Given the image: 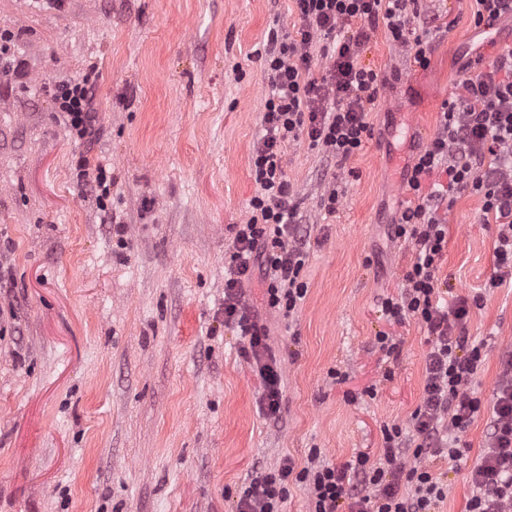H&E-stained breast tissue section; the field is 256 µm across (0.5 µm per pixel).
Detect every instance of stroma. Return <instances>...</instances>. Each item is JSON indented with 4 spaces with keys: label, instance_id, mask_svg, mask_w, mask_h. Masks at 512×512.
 I'll return each instance as SVG.
<instances>
[{
    "label": "stroma",
    "instance_id": "obj_1",
    "mask_svg": "<svg viewBox=\"0 0 512 512\" xmlns=\"http://www.w3.org/2000/svg\"><path fill=\"white\" fill-rule=\"evenodd\" d=\"M418 8L456 24L425 70L385 27L372 33L361 62L387 84L367 114L373 137L345 168L304 143L285 150L321 244L293 325L269 312L262 278L250 288L282 361L271 422L224 325V257L257 192L263 58L270 31L297 21L289 0H0V34L26 64L21 79L0 72V512H235L254 467L286 456L301 467L313 448L341 465L408 426L426 333L382 312L412 263L388 232L407 166L464 78L461 57L512 42V19L474 28L472 0ZM92 67L102 133L87 145L51 90ZM81 153L112 174L104 203L74 178ZM334 176L345 194L329 216L319 202ZM447 224L439 275L474 293L495 271L497 227L469 193ZM382 332L400 338L399 354L380 350ZM466 334L486 345L476 392L487 402L512 350V287L487 295ZM486 432L482 414L461 436L467 456L434 462L448 486L439 512H467Z\"/></svg>",
    "mask_w": 512,
    "mask_h": 512
}]
</instances>
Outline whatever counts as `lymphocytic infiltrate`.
I'll use <instances>...</instances> for the list:
<instances>
[{"instance_id":"1","label":"lymphocytic infiltrate","mask_w":512,"mask_h":512,"mask_svg":"<svg viewBox=\"0 0 512 512\" xmlns=\"http://www.w3.org/2000/svg\"><path fill=\"white\" fill-rule=\"evenodd\" d=\"M297 25L271 34L265 51L268 91L261 134L253 148L252 175L258 186L246 223L235 235L224 274V324L243 339L260 380L263 414L278 419L282 374L248 290L262 273L269 308L289 319L307 294L301 272L311 238L301 232L300 207L283 167L287 146L307 143L346 162L372 138L367 108L386 80L359 61L370 34L385 26L395 45L420 69L430 65L434 35L449 28L435 15L416 26L418 0H292ZM319 69H312V61ZM459 93L441 106L439 129L413 158L403 202L391 231L414 255L398 296L381 307L388 320L421 324L426 332L425 381L411 414V432L383 431L377 457L358 453L336 466L310 451L305 466L283 458L257 468L239 492L236 512H281L290 484L304 485L310 512H436L447 487L430 467L437 459L459 460L468 446L460 436L481 410L490 419L477 464L470 472L473 494L467 512H512V351L502 354L490 404L475 392L484 346L465 336L472 308L483 294H440V260L448 243L446 215L458 194L480 197L484 218L498 226L495 272L487 288L512 280V51L491 61L467 59ZM94 73L58 81L53 98L76 138L94 142L101 133L94 106Z\"/></svg>"}]
</instances>
